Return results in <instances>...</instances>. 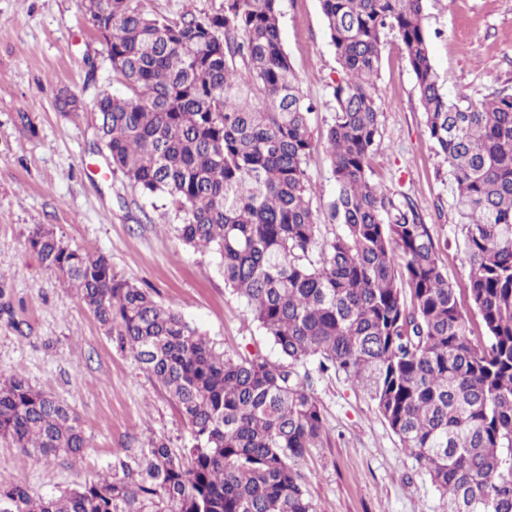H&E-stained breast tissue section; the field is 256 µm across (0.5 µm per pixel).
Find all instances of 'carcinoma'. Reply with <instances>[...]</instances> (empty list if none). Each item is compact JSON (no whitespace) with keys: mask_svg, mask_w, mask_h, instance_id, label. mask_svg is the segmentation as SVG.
Listing matches in <instances>:
<instances>
[{"mask_svg":"<svg viewBox=\"0 0 512 512\" xmlns=\"http://www.w3.org/2000/svg\"><path fill=\"white\" fill-rule=\"evenodd\" d=\"M425 0H320L341 66L326 131L336 194L313 207L311 107L280 36V0H224L172 21L135 0L88 10L126 94L100 93L112 165L209 253L277 352L233 356L102 255L37 228L31 248L111 341L165 389L190 427L97 479L33 495L0 478V512H316L299 462L327 433L317 364L359 385L440 493L446 512H512V94L441 91ZM403 44L429 138L448 164L469 268L461 300L417 207L370 179L383 37ZM340 231L319 241L322 218ZM410 289L411 305L404 300ZM0 439L32 456H82L75 412L22 375L0 377Z\"/></svg>","mask_w":512,"mask_h":512,"instance_id":"obj_1","label":"carcinoma"}]
</instances>
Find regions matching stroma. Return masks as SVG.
<instances>
[{
    "label": "stroma",
    "mask_w": 512,
    "mask_h": 512,
    "mask_svg": "<svg viewBox=\"0 0 512 512\" xmlns=\"http://www.w3.org/2000/svg\"><path fill=\"white\" fill-rule=\"evenodd\" d=\"M151 16L213 15L224 0H138ZM285 51L313 107L307 173L312 202L334 196L324 132L341 68L320 0H281ZM423 24L449 97L479 101L512 91V0H427ZM80 0H0V373H19L77 413L88 439L80 462L34 457L0 440V473L49 495L93 480L116 456L151 441L187 444L189 428L155 378L120 352L80 299L48 270L29 240L51 229L71 247L106 255L112 269L153 288L164 305L234 355L275 357L245 303L225 288L208 254L162 226V207L110 172L98 145L96 101L125 94ZM377 105L381 146L370 178L394 202L412 201L436 241L457 292L468 285L463 236L448 166L430 140L405 49L386 35ZM71 95L75 108L64 110ZM328 433L300 469L317 512H444L439 493L365 392L335 372L312 373Z\"/></svg>",
    "instance_id": "stroma-1"
}]
</instances>
